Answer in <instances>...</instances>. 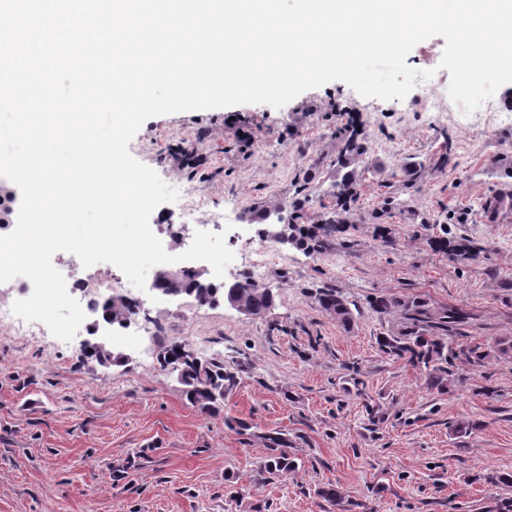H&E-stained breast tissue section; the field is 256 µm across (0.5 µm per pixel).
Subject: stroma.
<instances>
[{"label": "stroma", "mask_w": 512, "mask_h": 512, "mask_svg": "<svg viewBox=\"0 0 512 512\" xmlns=\"http://www.w3.org/2000/svg\"><path fill=\"white\" fill-rule=\"evenodd\" d=\"M445 40L416 45L406 63L421 71L402 99L365 98L346 83L310 89L283 107L242 104L147 119L129 144L170 187L204 199L188 233L215 231L212 212L235 198L240 219L225 236L233 253L260 230L248 214L283 212L297 179L308 180L309 215L330 203L332 180L314 160L336 153V134L356 129L365 159L353 221L331 248L280 247L282 262L264 288L262 316L186 296L141 299L140 333L112 343L127 357L104 367L87 358L79 328L72 341L0 333V512H504L512 502V122L454 125L427 105L446 89ZM453 149L434 165L444 136ZM423 163L418 190L399 178ZM400 206L371 223L385 197ZM498 206L488 222L481 204ZM464 256L431 239L449 213ZM325 289L357 303L343 324L324 311ZM418 299L460 319L450 334L475 349L480 366L457 360L441 380L384 353L399 333V309L376 298ZM237 366L238 385L221 415L200 414L174 374L160 368L159 339ZM239 421L243 431L227 426ZM284 439L296 463L285 478L266 473L268 437ZM334 485L343 503L321 494Z\"/></svg>", "instance_id": "obj_1"}]
</instances>
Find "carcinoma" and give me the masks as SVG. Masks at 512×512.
Instances as JSON below:
<instances>
[{
    "mask_svg": "<svg viewBox=\"0 0 512 512\" xmlns=\"http://www.w3.org/2000/svg\"><path fill=\"white\" fill-rule=\"evenodd\" d=\"M336 155L329 162L319 160L326 166L333 168L336 181L333 183L331 197L335 204L324 207L313 222H308L304 204L297 199L292 202V213L288 223L293 225L296 234L297 246L311 252L320 253L332 246L336 233L341 231L342 225L348 223L347 214L350 205L357 201L360 195L361 179L356 170V164L365 154L363 145L356 134L343 132L337 137ZM402 183L406 190L419 187L422 178V166L410 163L402 169ZM433 245L442 252L457 256L465 250V245L455 244L448 239V228H443L435 236ZM236 299L245 308L260 316L266 313L272 305L273 299L266 289L251 286L245 282L237 281ZM162 287L169 294L189 296L194 300L210 302L213 299L224 297L222 288H204L191 271H182L176 277L164 280ZM318 303L327 312L336 315L343 322L353 320L354 312L358 307L353 302L336 294L333 290H326L319 294ZM391 307L401 309L403 318L409 321L405 331L393 336L382 338L383 351L398 357L407 356L411 363L423 365L425 368L437 373H446V365L466 355L463 349H455L444 340L436 337L428 338V333L434 331H449L450 324L457 322L458 316L454 312L443 316H432L423 308V304L412 300H389L380 298L373 302V308L387 310ZM91 311L101 315V319L112 326H123L132 315L131 306L108 296L103 305H91ZM160 366L176 375L182 386V393L186 400L196 407L202 414H211L224 405V396L237 385V372L224 365L222 359H200L194 362L182 361L177 357L180 343L177 341H161ZM278 441H272L270 454L265 469L272 475L288 473L290 462L288 455L277 448Z\"/></svg>",
    "mask_w": 512,
    "mask_h": 512,
    "instance_id": "carcinoma-1",
    "label": "carcinoma"
}]
</instances>
